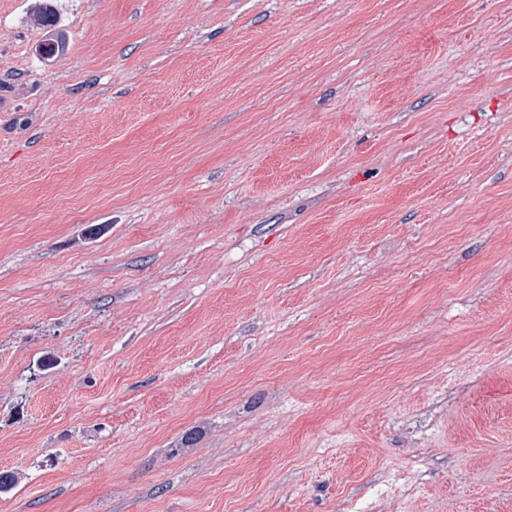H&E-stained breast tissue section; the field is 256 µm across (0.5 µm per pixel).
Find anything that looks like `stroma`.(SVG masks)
<instances>
[{"label":"stroma","instance_id":"obj_1","mask_svg":"<svg viewBox=\"0 0 512 512\" xmlns=\"http://www.w3.org/2000/svg\"><path fill=\"white\" fill-rule=\"evenodd\" d=\"M0 0V512H512V0ZM32 21L37 26L49 29L48 32L51 33L49 38L45 39L44 43L40 46L48 49V53L40 51L41 54L48 58L61 55L65 50L66 41L65 38L56 31L58 18L52 4L46 0L39 1L38 4L36 3L32 14Z\"/></svg>","mask_w":512,"mask_h":512}]
</instances>
